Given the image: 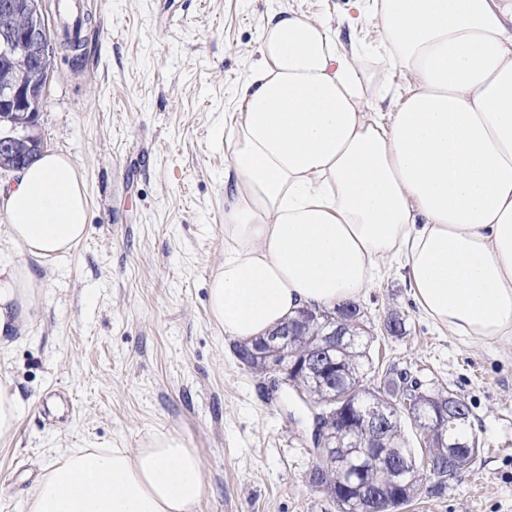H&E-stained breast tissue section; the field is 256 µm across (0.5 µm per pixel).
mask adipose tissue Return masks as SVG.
<instances>
[{"mask_svg":"<svg viewBox=\"0 0 512 512\" xmlns=\"http://www.w3.org/2000/svg\"><path fill=\"white\" fill-rule=\"evenodd\" d=\"M384 60L410 82L374 104L359 51L327 22L270 14L238 92L224 173V260L208 312L263 338L303 308L371 288L400 255L426 319L472 343L512 341V0H373ZM0 335L24 332L44 281L28 265L87 233L83 181L48 150L0 185ZM201 462L181 436L80 448L45 469L28 512H197Z\"/></svg>","mask_w":512,"mask_h":512,"instance_id":"obj_1","label":"adipose tissue"}]
</instances>
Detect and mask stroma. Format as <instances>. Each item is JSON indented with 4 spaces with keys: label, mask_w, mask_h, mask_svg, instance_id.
I'll list each match as a JSON object with an SVG mask.
<instances>
[{
    "label": "stroma",
    "mask_w": 512,
    "mask_h": 512,
    "mask_svg": "<svg viewBox=\"0 0 512 512\" xmlns=\"http://www.w3.org/2000/svg\"><path fill=\"white\" fill-rule=\"evenodd\" d=\"M83 56H56L40 113L45 148L70 157L89 201L85 238L40 268L26 335L0 337L22 407L0 445V512H26L52 460L136 448L174 432L202 465L199 512H336L309 482L311 420L270 390L207 314L224 259V170L240 86L279 10L380 51L356 0H82ZM372 356L448 386L471 409L474 464L446 494L402 512H512V343H468L422 318L397 267L360 300ZM407 333L385 336L389 315Z\"/></svg>",
    "instance_id": "obj_1"
}]
</instances>
